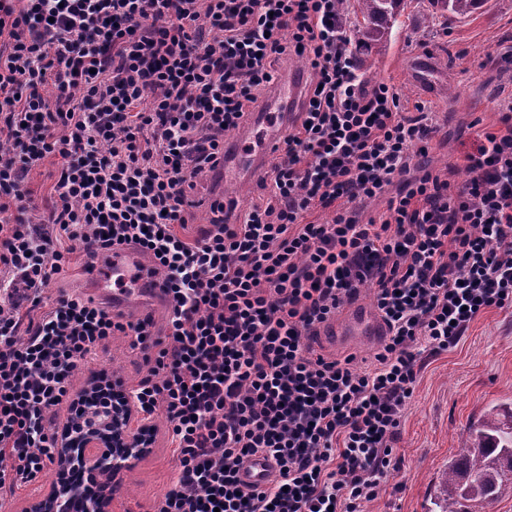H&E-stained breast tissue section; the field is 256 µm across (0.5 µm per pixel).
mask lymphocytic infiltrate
Here are the masks:
<instances>
[{
	"label": "lymphocytic infiltrate",
	"mask_w": 512,
	"mask_h": 512,
	"mask_svg": "<svg viewBox=\"0 0 512 512\" xmlns=\"http://www.w3.org/2000/svg\"><path fill=\"white\" fill-rule=\"evenodd\" d=\"M350 43L336 0H0V490L54 461L55 413L83 415L78 361L118 334L145 373L130 389L98 375L93 392L104 410L125 395L145 445L165 417L176 476L157 512H363L385 489L421 353L512 306V102L452 184L417 163L430 113L360 79ZM291 52L310 79L266 204L231 224L214 202L187 239V189ZM49 157L44 226L26 177ZM317 208L328 221H308ZM116 245L161 274L164 329L75 295L44 308L75 251ZM367 283L388 328L373 361L313 354L318 325ZM260 454L273 471L245 486ZM273 461L265 455H256L245 461L239 477L243 484L251 487L263 486L273 468Z\"/></svg>",
	"instance_id": "f902f5d3"
}]
</instances>
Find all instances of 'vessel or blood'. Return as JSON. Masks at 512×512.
Returning a JSON list of instances; mask_svg holds the SVG:
<instances>
[{
    "instance_id": "b4317fda",
    "label": "vessel or blood",
    "mask_w": 512,
    "mask_h": 512,
    "mask_svg": "<svg viewBox=\"0 0 512 512\" xmlns=\"http://www.w3.org/2000/svg\"><path fill=\"white\" fill-rule=\"evenodd\" d=\"M304 76L289 74L270 98L271 109L255 113L254 127L262 131L259 145H252L247 137L228 143L224 147V179L243 182L281 149L282 132L288 125L287 108L293 105L301 92ZM90 288L86 295L95 303L108 307L112 313L126 314L131 305H139L142 314L153 313L164 303L161 286L151 274L142 255L126 246L112 249L108 262L93 264L87 274ZM387 327L380 317L361 306L351 303L340 320L325 322L319 334L331 346H351L385 336ZM273 468L270 457L256 455L245 461L239 477L251 487L263 486Z\"/></svg>"
}]
</instances>
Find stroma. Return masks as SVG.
<instances>
[{
  "instance_id": "1",
  "label": "stroma",
  "mask_w": 512,
  "mask_h": 512,
  "mask_svg": "<svg viewBox=\"0 0 512 512\" xmlns=\"http://www.w3.org/2000/svg\"><path fill=\"white\" fill-rule=\"evenodd\" d=\"M428 0H414L402 18L391 45L371 68L360 71L371 84L389 83L407 109L424 104L433 112L436 131L426 164L447 170L451 182L467 179L463 157L474 148L475 132L500 129L499 107L512 100V63L483 66L488 50L512 46V0H487L482 9L458 22L426 24ZM433 60L420 71L413 62ZM453 93H445L446 84ZM52 160L34 167L26 178L37 204L29 211L32 223H47L52 210ZM192 222L185 230L197 237L213 218L210 197L233 201L236 214L265 204L268 194L258 180L225 183L210 170L195 180ZM117 372L136 385L144 370L128 339L114 336L106 350L79 362L75 388H83L92 373ZM512 402V307L490 309L469 324L455 346L424 352L413 396L405 410L394 451L402 463L390 476L385 492L364 506L365 512H436V489L449 463L459 458L471 424L495 404ZM158 433L150 452L121 475L112 512H155L174 477L173 448L157 420Z\"/></svg>"
}]
</instances>
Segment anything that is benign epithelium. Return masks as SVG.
Listing matches in <instances>:
<instances>
[{"label":"benign epithelium","instance_id":"1","mask_svg":"<svg viewBox=\"0 0 512 512\" xmlns=\"http://www.w3.org/2000/svg\"><path fill=\"white\" fill-rule=\"evenodd\" d=\"M87 423L65 420L56 440L57 464L66 469L78 464L87 469H108L116 476L129 468L143 453L126 437L131 423V409L124 405L110 414L91 408ZM98 491L86 501V512H110L112 486L96 485ZM83 493L64 481L53 482L42 495L32 499L25 512H58L63 502L73 501Z\"/></svg>","mask_w":512,"mask_h":512}]
</instances>
